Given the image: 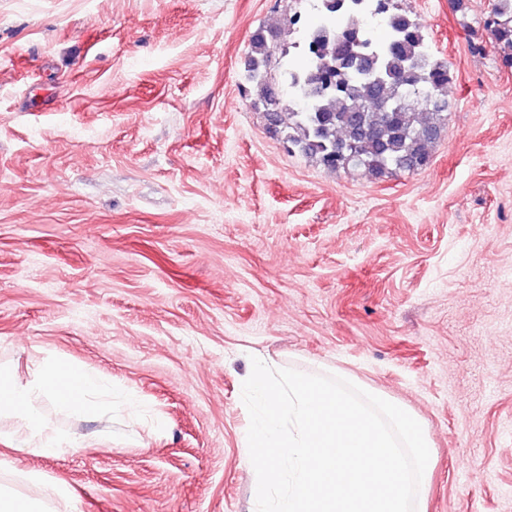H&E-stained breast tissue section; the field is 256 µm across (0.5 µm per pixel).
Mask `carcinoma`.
Returning <instances> with one entry per match:
<instances>
[{"label": "carcinoma", "mask_w": 512, "mask_h": 512, "mask_svg": "<svg viewBox=\"0 0 512 512\" xmlns=\"http://www.w3.org/2000/svg\"><path fill=\"white\" fill-rule=\"evenodd\" d=\"M316 22L297 12L288 31L304 41L302 62L260 32L250 43L243 79L253 102L278 128L288 151L333 170L363 169L380 179L427 167L448 102V65L431 57L420 23L390 9L391 0H307ZM383 16L381 37L366 27ZM489 43L512 68V0H492L483 21ZM390 107L374 112L375 101Z\"/></svg>", "instance_id": "1"}]
</instances>
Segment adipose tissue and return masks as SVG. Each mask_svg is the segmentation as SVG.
<instances>
[{
    "label": "adipose tissue",
    "mask_w": 512,
    "mask_h": 512,
    "mask_svg": "<svg viewBox=\"0 0 512 512\" xmlns=\"http://www.w3.org/2000/svg\"><path fill=\"white\" fill-rule=\"evenodd\" d=\"M101 387L94 374L75 367L65 370L49 360L39 362L33 380L24 384L1 369L0 415L14 421L10 434L12 447L26 449L34 455L77 449V442L64 440L44 428L38 407L42 401L49 400L69 413L86 414L91 410L87 395ZM71 499L72 491L63 482L50 484L43 495L25 494L0 483V512H57V504L69 503Z\"/></svg>",
    "instance_id": "adipose-tissue-1"
}]
</instances>
